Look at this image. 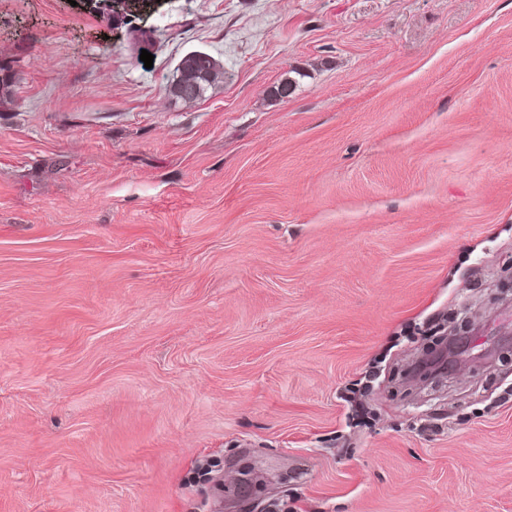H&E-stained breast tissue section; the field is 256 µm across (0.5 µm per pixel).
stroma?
<instances>
[{
    "label": "stroma",
    "instance_id": "obj_1",
    "mask_svg": "<svg viewBox=\"0 0 512 512\" xmlns=\"http://www.w3.org/2000/svg\"><path fill=\"white\" fill-rule=\"evenodd\" d=\"M0 65V512H512V0H0ZM219 71V63L212 55L203 51L191 52L181 61L168 92L184 102L198 100L214 83Z\"/></svg>",
    "mask_w": 512,
    "mask_h": 512
}]
</instances>
